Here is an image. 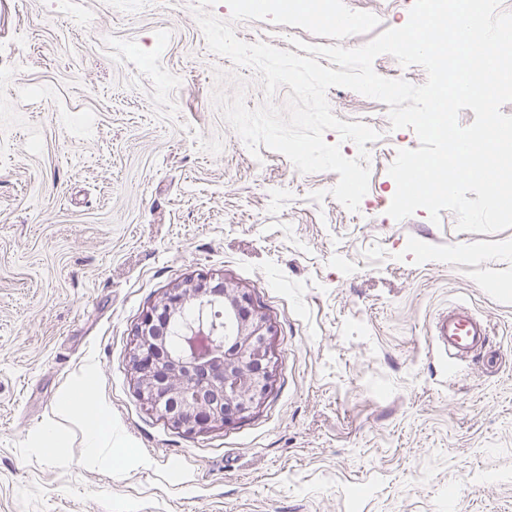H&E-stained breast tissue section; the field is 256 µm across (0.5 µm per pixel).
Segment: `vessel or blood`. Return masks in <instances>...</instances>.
Masks as SVG:
<instances>
[{
	"label": "vessel or blood",
	"instance_id": "1",
	"mask_svg": "<svg viewBox=\"0 0 512 512\" xmlns=\"http://www.w3.org/2000/svg\"><path fill=\"white\" fill-rule=\"evenodd\" d=\"M488 336L487 323L458 306L436 319L432 339L442 355L457 363L483 348Z\"/></svg>",
	"mask_w": 512,
	"mask_h": 512
}]
</instances>
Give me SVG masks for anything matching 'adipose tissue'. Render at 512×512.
Here are the masks:
<instances>
[{
    "instance_id": "1",
    "label": "adipose tissue",
    "mask_w": 512,
    "mask_h": 512,
    "mask_svg": "<svg viewBox=\"0 0 512 512\" xmlns=\"http://www.w3.org/2000/svg\"><path fill=\"white\" fill-rule=\"evenodd\" d=\"M58 410L79 413L83 418V453L98 460L107 468H114L112 456V416L100 400L92 378L63 390L56 402Z\"/></svg>"
}]
</instances>
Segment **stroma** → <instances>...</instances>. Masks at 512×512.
<instances>
[{
	"label": "stroma",
	"instance_id": "stroma-1",
	"mask_svg": "<svg viewBox=\"0 0 512 512\" xmlns=\"http://www.w3.org/2000/svg\"><path fill=\"white\" fill-rule=\"evenodd\" d=\"M196 2L0 0V512H512V228L391 218L388 169L418 137L347 88L327 100L374 122L381 208H345L338 173L251 154L212 102L215 73H238L251 109L261 86L208 49ZM344 3L388 29L414 0ZM198 274L260 301L277 370L248 418L189 436L140 397L130 352L146 311ZM456 304L489 343L452 376L431 334ZM88 366L126 459L112 471L84 457L80 415L55 410ZM49 419L66 457L33 450Z\"/></svg>",
	"mask_w": 512,
	"mask_h": 512
}]
</instances>
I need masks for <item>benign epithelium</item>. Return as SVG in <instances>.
Segmentation results:
<instances>
[{
    "label": "benign epithelium",
    "instance_id": "obj_1",
    "mask_svg": "<svg viewBox=\"0 0 512 512\" xmlns=\"http://www.w3.org/2000/svg\"><path fill=\"white\" fill-rule=\"evenodd\" d=\"M224 307L235 328L219 359H211L218 326L206 310ZM178 351L165 347L171 325L192 310ZM274 326L240 286L198 275L169 288L133 331L131 366L140 396L172 426L188 435L244 420L264 402L273 381L270 337Z\"/></svg>",
    "mask_w": 512,
    "mask_h": 512
}]
</instances>
